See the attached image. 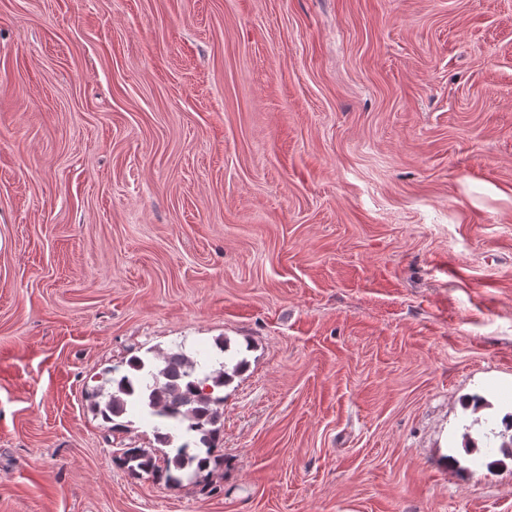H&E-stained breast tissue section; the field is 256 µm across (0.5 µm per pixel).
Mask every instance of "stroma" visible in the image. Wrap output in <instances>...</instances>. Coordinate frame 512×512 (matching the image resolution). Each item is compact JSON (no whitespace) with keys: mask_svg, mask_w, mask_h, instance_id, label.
Returning a JSON list of instances; mask_svg holds the SVG:
<instances>
[{"mask_svg":"<svg viewBox=\"0 0 512 512\" xmlns=\"http://www.w3.org/2000/svg\"><path fill=\"white\" fill-rule=\"evenodd\" d=\"M177 351L174 484L97 406ZM509 413L512 0H0V512H512ZM219 366L205 371L198 361L184 353L163 356L162 364L156 366L134 357L128 362L129 372L113 380L116 391L99 412L115 431L124 429L125 424L116 418L129 410L147 413L158 419L155 429L164 443H170L172 435L159 430L184 427L194 438V448L186 441L177 447L178 452L176 449V453L164 459L167 479L179 481L172 475L173 470L198 473L211 463L224 461L223 454H216L220 433L216 424L224 397L215 395L214 391L228 385L245 368L246 362L237 361L231 370L225 360ZM121 451L123 463L132 472L153 473L160 468L157 460L141 448H124Z\"/></svg>","mask_w":512,"mask_h":512,"instance_id":"stroma-1","label":"stroma"}]
</instances>
